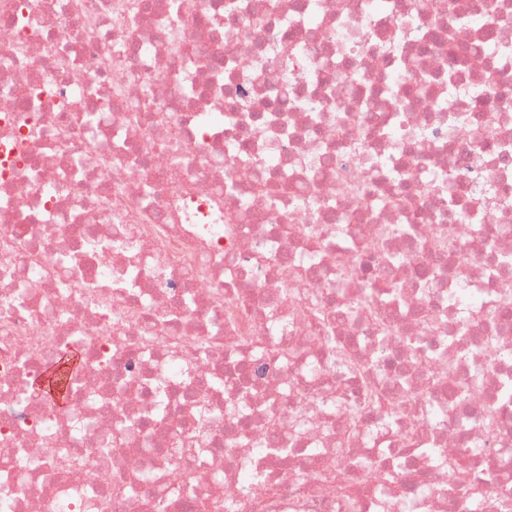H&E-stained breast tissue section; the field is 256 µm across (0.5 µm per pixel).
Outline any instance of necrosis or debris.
<instances>
[{
  "mask_svg": "<svg viewBox=\"0 0 512 512\" xmlns=\"http://www.w3.org/2000/svg\"><path fill=\"white\" fill-rule=\"evenodd\" d=\"M335 342L399 405L354 426ZM332 466L512 512V0H0V512H339Z\"/></svg>",
  "mask_w": 512,
  "mask_h": 512,
  "instance_id": "1",
  "label": "necrosis or debris"
}]
</instances>
